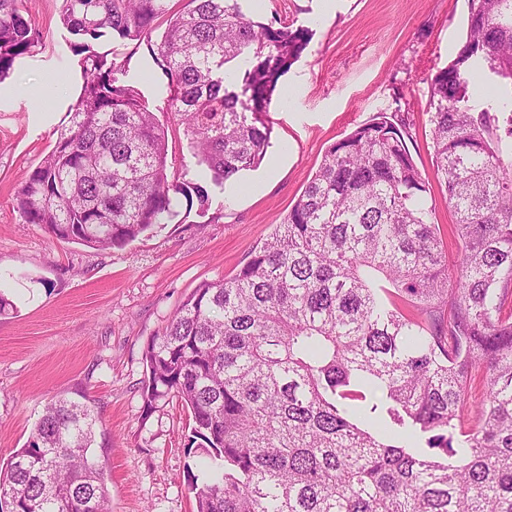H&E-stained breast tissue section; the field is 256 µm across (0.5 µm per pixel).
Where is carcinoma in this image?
Segmentation results:
<instances>
[{
    "label": "carcinoma",
    "instance_id": "carcinoma-1",
    "mask_svg": "<svg viewBox=\"0 0 512 512\" xmlns=\"http://www.w3.org/2000/svg\"><path fill=\"white\" fill-rule=\"evenodd\" d=\"M241 2L61 0L84 81L17 191L22 223L121 248L180 198L208 199L171 178L169 127L115 84L98 49L108 33L151 47L214 186L258 167L263 113L311 33L254 21ZM467 2L465 40L428 104L457 260L410 124L379 112L325 151L236 274L200 284L147 346V406L178 398L186 454L204 456L184 472L196 512H512V0ZM41 40L27 0H0V80ZM476 75L492 91L474 96ZM97 422L87 402L53 396L0 467V512H112Z\"/></svg>",
    "mask_w": 512,
    "mask_h": 512
}]
</instances>
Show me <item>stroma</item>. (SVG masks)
<instances>
[{"label": "stroma", "instance_id": "obj_1", "mask_svg": "<svg viewBox=\"0 0 512 512\" xmlns=\"http://www.w3.org/2000/svg\"><path fill=\"white\" fill-rule=\"evenodd\" d=\"M43 41L0 82V463L28 439L47 400L85 394L99 416L95 457L112 512H195L184 484L192 427L178 401L146 408L144 352L182 301L247 262L300 197L327 148L378 112L406 113L409 150L433 178L426 114L431 80L464 37L467 0H244L256 21L306 28L311 40L282 75L265 120L271 145L259 168L215 187L191 158L167 110L170 80L146 47L104 37L117 84L169 125L179 180L208 203L180 202L165 224L122 249L94 250L22 223L14 194L67 125L82 84L60 0H28ZM60 81L35 101L31 90Z\"/></svg>", "mask_w": 512, "mask_h": 512}]
</instances>
